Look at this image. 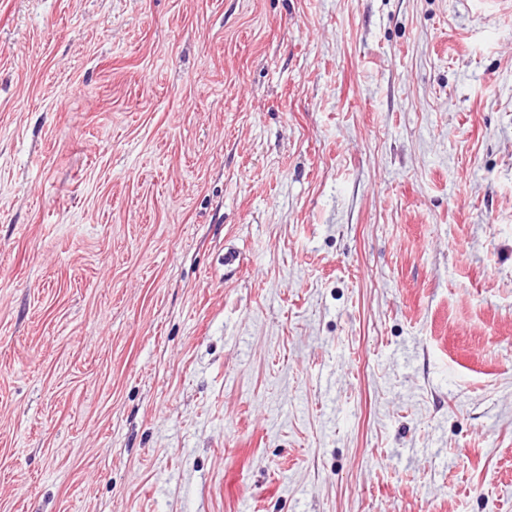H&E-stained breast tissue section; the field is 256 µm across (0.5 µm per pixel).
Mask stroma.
<instances>
[{
	"label": "stroma",
	"instance_id": "obj_1",
	"mask_svg": "<svg viewBox=\"0 0 512 512\" xmlns=\"http://www.w3.org/2000/svg\"><path fill=\"white\" fill-rule=\"evenodd\" d=\"M0 512H512V4L0 0Z\"/></svg>",
	"mask_w": 512,
	"mask_h": 512
}]
</instances>
